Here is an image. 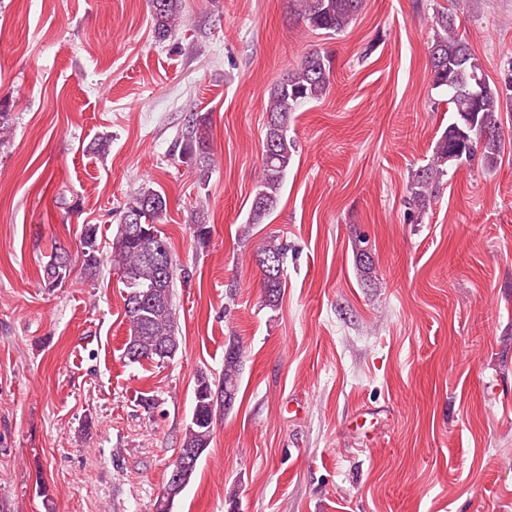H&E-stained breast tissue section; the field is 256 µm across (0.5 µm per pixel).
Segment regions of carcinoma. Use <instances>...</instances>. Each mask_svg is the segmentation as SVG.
<instances>
[{
    "mask_svg": "<svg viewBox=\"0 0 512 512\" xmlns=\"http://www.w3.org/2000/svg\"><path fill=\"white\" fill-rule=\"evenodd\" d=\"M156 40L172 36L182 12V0H148ZM364 7V0H293L294 13L310 27L327 33L346 30ZM433 41L428 47L430 80L433 88L448 96L451 105L448 126L435 144L429 162L416 170L409 193L418 214L423 215L435 199L440 181L448 175L450 156L459 153L458 164L476 160L493 168L501 157L504 107L512 97L501 94L485 81L484 69L467 40L458 33L453 15L445 10L430 17ZM484 80L485 89L473 95V83ZM333 69L327 54L313 49L297 67L288 71L269 91L265 107V136L262 142V169L251 201L248 223L263 224L276 209L296 153V143L288 136L292 112L307 102L324 98L330 90ZM210 120L206 115L191 117L178 143L179 159L198 173L204 183L209 177L213 158L210 149ZM141 209L140 234L129 235L123 224L131 205ZM167 214V198L150 186H143L123 208L121 224L112 240L111 261L121 274L124 285V316L129 337L123 356L131 364L144 361L163 362L175 358L180 347L179 325L172 295L182 269L173 258L167 238L159 225ZM80 249L76 256L60 248L43 265V281L54 288L63 283L72 261L81 264L93 277L101 264L98 226L83 224ZM273 270L261 274L264 303L278 306L285 288L284 270L288 246L273 235L257 251ZM243 373V354L238 342H228L224 350V369L213 379L200 371L195 380L190 422L181 441L183 448L206 452L213 439L214 425L220 412L233 409ZM200 460H195L179 479L167 476L158 496L155 512H171L175 501L194 477Z\"/></svg>",
    "mask_w": 512,
    "mask_h": 512,
    "instance_id": "cac0c4a2",
    "label": "carcinoma"
}]
</instances>
